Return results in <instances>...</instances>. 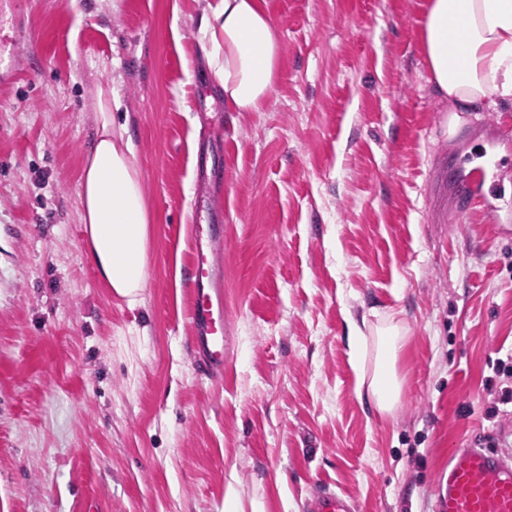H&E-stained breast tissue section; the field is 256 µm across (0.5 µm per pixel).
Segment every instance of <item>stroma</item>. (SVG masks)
<instances>
[{"instance_id":"stroma-1","label":"stroma","mask_w":512,"mask_h":512,"mask_svg":"<svg viewBox=\"0 0 512 512\" xmlns=\"http://www.w3.org/2000/svg\"><path fill=\"white\" fill-rule=\"evenodd\" d=\"M426 0H267L283 54L262 112L204 74L208 0H16L0 83V512H435L453 449L512 447L488 409L512 360V111L448 132ZM179 36H172V28ZM114 87L154 214L141 301L84 253L79 178ZM501 182L462 211L468 160ZM218 224L223 378L189 342L188 227ZM406 328L401 402L357 397L348 317ZM18 45L17 39L13 34V27L7 26L6 23L0 22V65L4 64L7 60V63L4 65V69L6 72L4 74V78L8 79L12 77L17 71L14 68L15 65V54L14 49L15 46ZM14 54V60H13ZM305 512H355L354 501L328 485L314 487L305 497Z\"/></svg>"}]
</instances>
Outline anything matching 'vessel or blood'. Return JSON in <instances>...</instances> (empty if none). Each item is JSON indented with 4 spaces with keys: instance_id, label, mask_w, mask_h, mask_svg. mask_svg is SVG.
<instances>
[{
    "instance_id": "b4317fda",
    "label": "vessel or blood",
    "mask_w": 512,
    "mask_h": 512,
    "mask_svg": "<svg viewBox=\"0 0 512 512\" xmlns=\"http://www.w3.org/2000/svg\"><path fill=\"white\" fill-rule=\"evenodd\" d=\"M17 39L0 22V65L14 75ZM215 226H193L191 258L190 344L202 375L224 373V290L215 265ZM305 512H356L354 501L326 485L314 487L303 504ZM437 512H512V455L473 446L454 449L448 474L438 484Z\"/></svg>"
}]
</instances>
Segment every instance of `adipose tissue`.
<instances>
[{
	"instance_id": "1",
	"label": "adipose tissue",
	"mask_w": 512,
	"mask_h": 512,
	"mask_svg": "<svg viewBox=\"0 0 512 512\" xmlns=\"http://www.w3.org/2000/svg\"><path fill=\"white\" fill-rule=\"evenodd\" d=\"M200 43L228 112H260L268 104L282 59L281 34L265 0H210L201 17ZM419 45L432 82L454 111L496 110L512 104V0H426ZM98 126L87 148L79 189L85 255L102 285L136 300L147 283L150 226L143 181L127 122L118 121L119 96L96 94ZM405 329L395 316L374 327L352 324V356L371 372L357 394L378 413L399 405L398 353Z\"/></svg>"
}]
</instances>
